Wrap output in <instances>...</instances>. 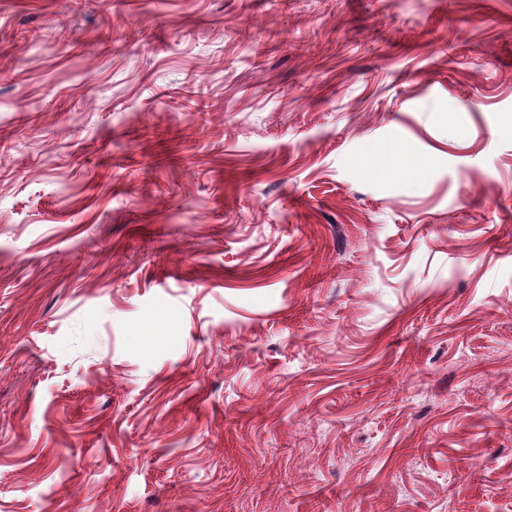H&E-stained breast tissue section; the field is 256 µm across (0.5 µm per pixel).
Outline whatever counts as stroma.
I'll return each mask as SVG.
<instances>
[{"mask_svg": "<svg viewBox=\"0 0 512 512\" xmlns=\"http://www.w3.org/2000/svg\"><path fill=\"white\" fill-rule=\"evenodd\" d=\"M0 512H512V0H0Z\"/></svg>", "mask_w": 512, "mask_h": 512, "instance_id": "obj_1", "label": "stroma"}]
</instances>
